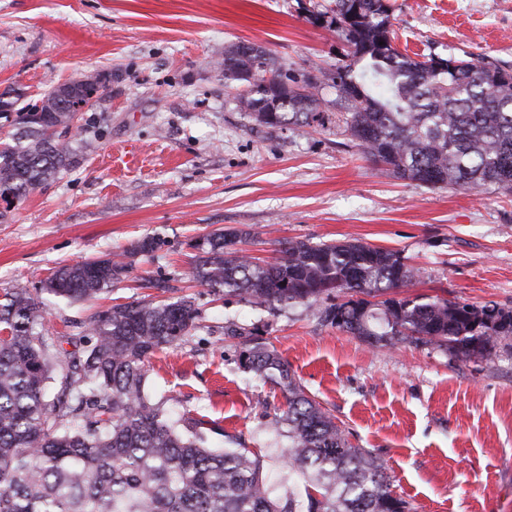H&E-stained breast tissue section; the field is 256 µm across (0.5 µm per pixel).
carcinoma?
<instances>
[{
	"label": "carcinoma",
	"instance_id": "obj_1",
	"mask_svg": "<svg viewBox=\"0 0 512 512\" xmlns=\"http://www.w3.org/2000/svg\"><path fill=\"white\" fill-rule=\"evenodd\" d=\"M316 18L327 19L348 47L329 86L346 103L341 121L364 158L431 188L512 193L511 66L399 50L383 0H333ZM215 65L224 85L240 88L239 111L258 125L324 127L316 84L275 67L264 48L234 44ZM84 84L100 97L107 89L99 72L69 81ZM56 89L22 103L0 97V108L15 107L0 111V129L9 128L0 138V195L13 204L78 160L83 138L62 137L73 114L48 111ZM249 236H206L192 278L216 295L269 310L318 304L331 327L375 342L436 345L459 361L488 356L498 339L512 336V308L496 303L426 295L373 301L419 278L394 251L291 240L261 261L240 248ZM126 268L123 254L76 262L33 291L0 294V512H411L392 491L383 462L350 442L256 331L238 343L239 365L282 392L286 408L274 413L270 428L288 438V474L302 481L305 496L291 489L273 495L258 455L211 450L198 421L151 401L143 391L151 357L197 327L188 298L94 313L85 324L93 343L80 356L50 337L43 294L91 302ZM333 290L345 299L326 302ZM58 367L64 374L53 395L47 383Z\"/></svg>",
	"mask_w": 512,
	"mask_h": 512
}]
</instances>
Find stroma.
<instances>
[{
  "instance_id": "1",
  "label": "stroma",
  "mask_w": 512,
  "mask_h": 512,
  "mask_svg": "<svg viewBox=\"0 0 512 512\" xmlns=\"http://www.w3.org/2000/svg\"><path fill=\"white\" fill-rule=\"evenodd\" d=\"M317 0H0V93L108 71L78 160L22 204L0 203V291L40 287L58 267L127 253L120 302L143 278L191 296L198 326L150 360L144 393L201 420L210 446L244 441L269 482L288 481L286 437L265 408L279 388L239 367L228 326L256 330L350 441L379 457L414 512H512V337L466 363L434 345L372 343L324 325L316 307L272 312L189 282L198 244L249 231L250 255L277 241H361L397 251L420 276L396 297L512 307V193L432 189L395 178L353 147L325 79L347 47L311 15ZM398 47L512 66V0H387ZM263 47L317 78L324 129H267L236 107L214 68L224 49ZM146 237L149 255L132 254ZM51 332L79 334L90 302L45 296Z\"/></svg>"
}]
</instances>
